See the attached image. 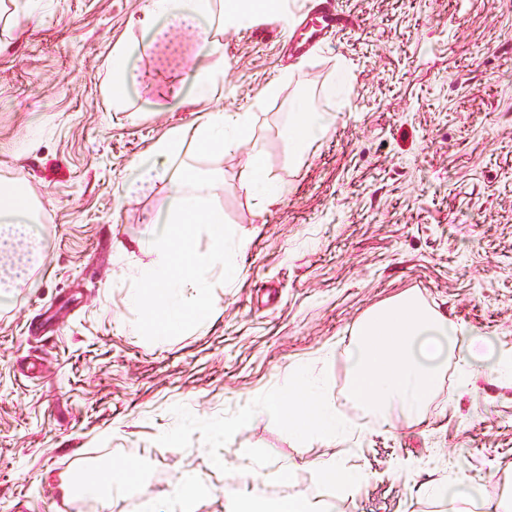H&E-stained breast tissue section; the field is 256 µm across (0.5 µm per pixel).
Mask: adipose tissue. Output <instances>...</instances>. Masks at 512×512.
I'll list each match as a JSON object with an SVG mask.
<instances>
[{
	"label": "adipose tissue",
	"mask_w": 512,
	"mask_h": 512,
	"mask_svg": "<svg viewBox=\"0 0 512 512\" xmlns=\"http://www.w3.org/2000/svg\"><path fill=\"white\" fill-rule=\"evenodd\" d=\"M281 13L282 0H146L140 14L130 21L131 27L144 32L152 30L162 17L193 28L201 59L192 61L175 76L155 74L153 82L166 95L171 109H197L193 129L196 145L219 153L244 151L245 188L262 208L280 200L285 189L269 175L262 147L254 137L252 113L224 112L213 107L224 72V44L217 32L229 23L241 25L258 18H277ZM150 50V44L129 39L113 44L105 87L113 111H123L131 86L138 82L132 57L149 54ZM332 118V113L312 112L298 105L286 132L289 160L301 161L317 137L327 132ZM184 145L182 131L164 135L149 151L151 163L142 166L127 186L128 192L134 193L144 184L167 181L169 206L163 223L204 226L211 242L207 252L185 260L179 256L178 239L173 233L140 241V249L153 254L154 261L140 269L141 286L130 299L136 304L147 303L150 318L140 331L159 343L182 335L187 327H205L216 304L211 293L212 276L231 282L240 274L238 245L225 228L222 213L209 205L214 179L209 172L185 162ZM33 221L34 212L24 194L0 193V277L9 287L23 284L30 273L26 260L32 249ZM463 333V328L449 322L445 314L423 306L409 294L370 310L358 325L352 353V377L358 394L378 407L383 416L396 413L408 419L422 418L441 369L420 361L414 346L424 336ZM248 416L284 418L299 431L330 436L347 430L318 387L307 384L290 389L285 401L277 395L257 400Z\"/></svg>",
	"instance_id": "ef3b65f1"
}]
</instances>
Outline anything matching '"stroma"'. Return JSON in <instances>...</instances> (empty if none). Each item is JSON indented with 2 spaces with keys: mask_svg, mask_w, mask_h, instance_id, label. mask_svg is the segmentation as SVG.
<instances>
[{
  "mask_svg": "<svg viewBox=\"0 0 512 512\" xmlns=\"http://www.w3.org/2000/svg\"><path fill=\"white\" fill-rule=\"evenodd\" d=\"M143 3L30 0L33 21L0 22V188L27 194L41 247L30 282L0 296V512H71L61 481L122 460L137 480L90 512L149 500L178 512L184 477L201 488L197 512L288 496L335 512H433L420 486L451 473L498 497L512 475V373L479 367L481 353L457 343L424 417L385 420L350 399L346 351L368 311L410 291L512 351V0H334L346 26L302 57L280 29L307 0H287L265 41L227 27L222 103L253 113L287 192L257 207L244 153L189 147L188 162L218 176L210 204L246 246L238 278L214 285L215 320L163 345L140 335L147 312L127 295L151 260L136 242L169 189L125 201L122 182L197 114L148 85L124 112L105 97L108 54ZM342 63L344 102L331 94ZM300 98L336 118L293 166L282 131ZM309 380L348 433L257 418L217 446L180 429L188 415L236 419ZM329 458L359 476L352 493L320 479Z\"/></svg>",
  "mask_w": 512,
  "mask_h": 512,
  "instance_id": "1",
  "label": "stroma"
}]
</instances>
